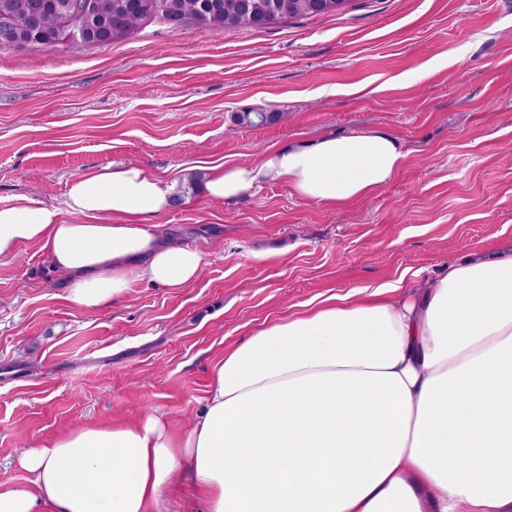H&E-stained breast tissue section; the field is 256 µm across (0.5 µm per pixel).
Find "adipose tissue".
I'll return each mask as SVG.
<instances>
[{
  "label": "adipose tissue",
  "instance_id": "1",
  "mask_svg": "<svg viewBox=\"0 0 512 512\" xmlns=\"http://www.w3.org/2000/svg\"><path fill=\"white\" fill-rule=\"evenodd\" d=\"M382 130L324 136L209 167L233 201L271 182L346 205L398 176ZM174 181L135 164L73 176L62 205L0 196V259L38 244L66 297L95 310L135 280L181 288L198 249L160 224ZM0 512H162L176 475L204 512H512V252L405 288L303 304L225 352L185 432L150 415L23 449Z\"/></svg>",
  "mask_w": 512,
  "mask_h": 512
}]
</instances>
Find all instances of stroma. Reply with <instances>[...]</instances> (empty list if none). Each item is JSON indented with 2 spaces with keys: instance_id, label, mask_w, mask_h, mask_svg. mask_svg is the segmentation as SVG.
Listing matches in <instances>:
<instances>
[{
  "instance_id": "35a3bbf8",
  "label": "stroma",
  "mask_w": 512,
  "mask_h": 512,
  "mask_svg": "<svg viewBox=\"0 0 512 512\" xmlns=\"http://www.w3.org/2000/svg\"><path fill=\"white\" fill-rule=\"evenodd\" d=\"M370 129L406 157L366 200L202 193L209 165ZM109 164L176 181L164 230L202 273L89 312L37 244L0 261V479L25 480L22 450L76 426L188 427L225 349L304 303L511 247L512 0H352L224 34L155 19L107 46L0 50V195L57 204Z\"/></svg>"
}]
</instances>
